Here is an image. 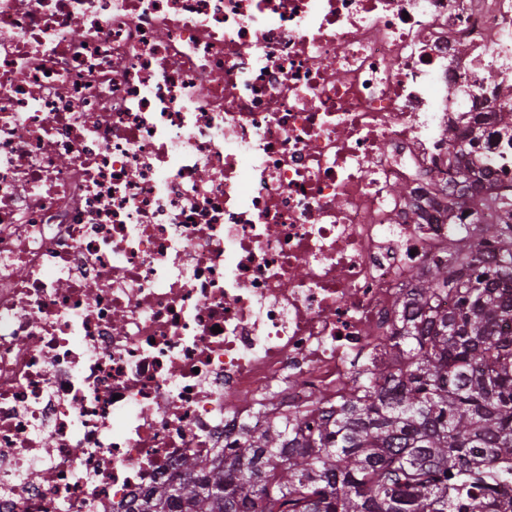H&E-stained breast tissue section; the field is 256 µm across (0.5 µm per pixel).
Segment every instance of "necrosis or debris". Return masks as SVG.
Wrapping results in <instances>:
<instances>
[{
  "instance_id": "1",
  "label": "necrosis or debris",
  "mask_w": 512,
  "mask_h": 512,
  "mask_svg": "<svg viewBox=\"0 0 512 512\" xmlns=\"http://www.w3.org/2000/svg\"><path fill=\"white\" fill-rule=\"evenodd\" d=\"M510 78L512 0H0V512L345 392Z\"/></svg>"
}]
</instances>
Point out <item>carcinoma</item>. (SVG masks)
<instances>
[{"label": "carcinoma", "instance_id": "carcinoma-1", "mask_svg": "<svg viewBox=\"0 0 512 512\" xmlns=\"http://www.w3.org/2000/svg\"><path fill=\"white\" fill-rule=\"evenodd\" d=\"M497 121L512 146V110ZM480 183L473 227L401 294L387 359L335 402L243 433L220 463L184 460L136 512H512V185Z\"/></svg>", "mask_w": 512, "mask_h": 512}]
</instances>
